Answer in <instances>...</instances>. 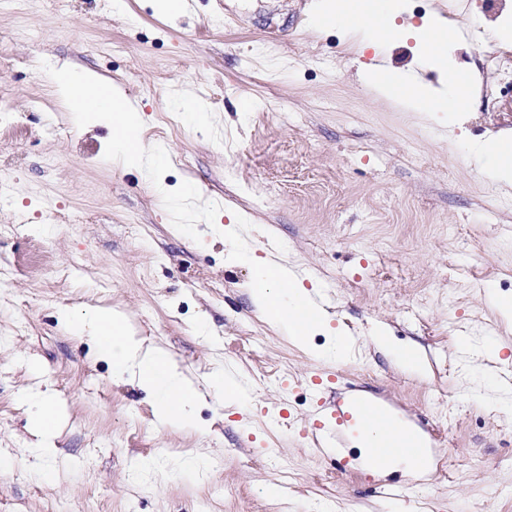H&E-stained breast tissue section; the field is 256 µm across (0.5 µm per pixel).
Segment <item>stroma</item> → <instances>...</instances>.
I'll list each match as a JSON object with an SVG mask.
<instances>
[{
	"mask_svg": "<svg viewBox=\"0 0 512 512\" xmlns=\"http://www.w3.org/2000/svg\"><path fill=\"white\" fill-rule=\"evenodd\" d=\"M112 2L0 0V456L14 460L0 512H512V324L493 304L512 297V187L475 161L512 131V79L482 56L512 0H462L447 58L477 88L446 117L363 79L382 63L438 86L414 40L373 51L365 34L315 30L322 0H187L170 19L156 0ZM63 65L125 89L169 152L162 174L118 168L111 126L75 124L51 80ZM183 96L208 125L177 112ZM230 223L233 242L216 230ZM236 246L305 276L348 350L322 357L328 331L304 349L260 319ZM98 304L197 386L223 366L243 405L208 396L197 428L159 425L151 396L59 319ZM380 327L424 372L374 346ZM33 390L61 415L45 457ZM354 390L425 435L427 473L345 474L313 448L317 407ZM191 457L208 470L188 472Z\"/></svg>",
	"mask_w": 512,
	"mask_h": 512,
	"instance_id": "obj_1",
	"label": "stroma"
}]
</instances>
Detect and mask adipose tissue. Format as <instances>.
<instances>
[{
  "mask_svg": "<svg viewBox=\"0 0 512 512\" xmlns=\"http://www.w3.org/2000/svg\"><path fill=\"white\" fill-rule=\"evenodd\" d=\"M401 10V0H327L315 24L320 28L377 34L387 42L408 38L420 42L429 33L434 46L425 51L424 59L432 65L442 64V48L455 39V30L438 17L416 27H398L395 18ZM55 74L56 89L64 104L72 107L76 123L92 121L111 126L112 154L122 167L152 173L161 170L165 157L160 151L145 149L141 116L121 86L64 66L57 68ZM365 78L371 86L420 112L462 111L469 106L473 94L472 84L461 81L453 70L443 72V88L438 92L398 72L387 73L380 80L370 70ZM243 257L254 266L250 298L260 317L301 345L306 344L311 331L327 326L326 311L298 272L271 255L260 258L249 250ZM61 316L75 331L94 338L101 355L111 361L114 376H130L154 397L157 423H192L200 391L165 351L130 336L120 313L95 307L83 312L66 309ZM33 401L31 427L39 438L37 451L47 454L53 451L58 433L56 404L48 395L34 396Z\"/></svg>",
  "mask_w": 512,
  "mask_h": 512,
  "instance_id": "obj_1",
  "label": "adipose tissue"
}]
</instances>
